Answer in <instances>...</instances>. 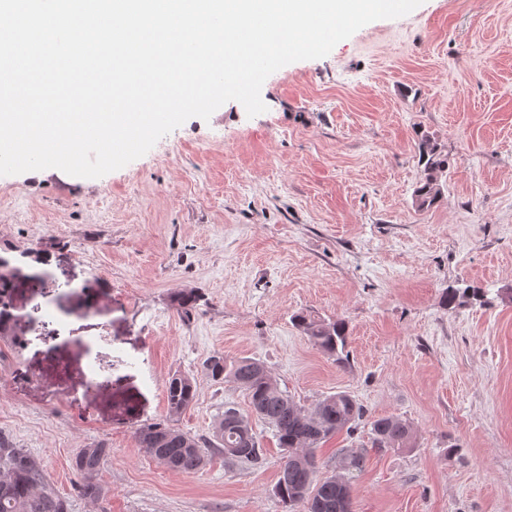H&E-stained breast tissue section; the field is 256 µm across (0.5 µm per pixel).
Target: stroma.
<instances>
[{
    "label": "stroma",
    "mask_w": 512,
    "mask_h": 512,
    "mask_svg": "<svg viewBox=\"0 0 512 512\" xmlns=\"http://www.w3.org/2000/svg\"><path fill=\"white\" fill-rule=\"evenodd\" d=\"M264 113L229 101L96 179L50 168L0 176V254L17 269V348L0 338V435L29 449L70 512H285L283 451L210 455L195 472L135 442L167 417L199 436L245 394L201 370L211 355L265 364L297 403L347 392L410 426L404 450L366 429L315 452L364 453L353 512H512V0H423L323 58L264 82ZM448 155L439 202L418 209L422 136ZM485 302L450 307L448 289ZM200 299L183 311L175 298ZM344 320L338 364L292 322ZM110 453L105 499L80 497L77 453Z\"/></svg>",
    "instance_id": "35a3bbf8"
}]
</instances>
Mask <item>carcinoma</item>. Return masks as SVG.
<instances>
[{
    "label": "carcinoma",
    "mask_w": 512,
    "mask_h": 512,
    "mask_svg": "<svg viewBox=\"0 0 512 512\" xmlns=\"http://www.w3.org/2000/svg\"><path fill=\"white\" fill-rule=\"evenodd\" d=\"M419 153L424 169L413 200L417 208L424 210L435 205L442 195L441 179L448 173V155L427 135L420 140ZM484 297L482 289L468 286L448 290L444 301L451 307L470 300L481 301ZM293 322L316 346L336 357L337 363L347 362L344 322H317L302 314L293 316ZM202 372L216 383H230L243 390L250 415L226 403L224 412L218 414L214 423L212 436L197 437L182 430L177 426V418L194 403L197 388L191 377L176 374L166 386L168 418L140 428L135 433L139 446L150 449L151 457L158 464L174 471L199 470L212 453L261 466L265 457L250 421L253 416L274 430L279 447L284 450L273 490L283 506L290 509L302 503L306 512H344L346 476L338 472L318 479L308 459L314 457L321 442L336 433L357 431L365 411L350 394L338 392L326 396L306 409L280 388L261 362L251 358L230 360L220 353L203 362ZM229 412L244 419L245 427L225 425V414ZM369 426L373 448H405L410 442L409 426L395 417L373 419ZM108 454L109 448L98 443L81 449L75 458L74 468L82 478L79 492L90 500L99 501L105 496L97 475ZM361 463V455L341 449L340 469L358 470ZM0 512H69L68 499L47 479L38 458L3 436H0Z\"/></svg>",
    "instance_id": "cac0c4a2"
}]
</instances>
